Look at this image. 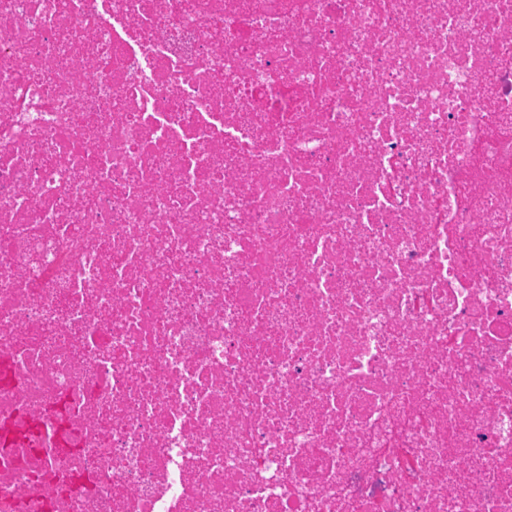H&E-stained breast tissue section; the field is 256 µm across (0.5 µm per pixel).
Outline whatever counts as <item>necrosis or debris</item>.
<instances>
[{"instance_id":"4bbe7bcc","label":"necrosis or debris","mask_w":512,"mask_h":512,"mask_svg":"<svg viewBox=\"0 0 512 512\" xmlns=\"http://www.w3.org/2000/svg\"><path fill=\"white\" fill-rule=\"evenodd\" d=\"M0 512H512V0H0Z\"/></svg>"}]
</instances>
